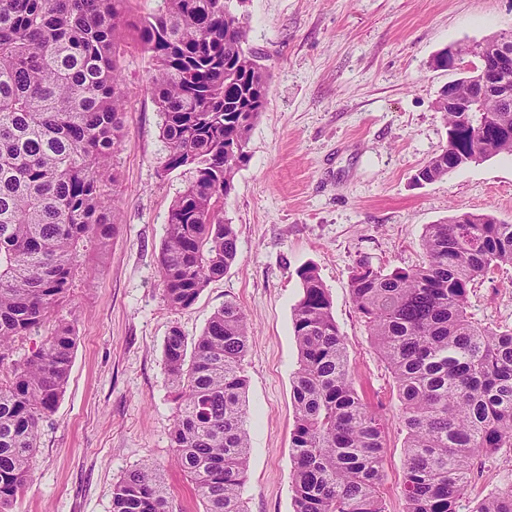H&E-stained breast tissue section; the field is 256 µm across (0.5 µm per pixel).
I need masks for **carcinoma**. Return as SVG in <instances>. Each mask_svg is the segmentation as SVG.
<instances>
[{
	"mask_svg": "<svg viewBox=\"0 0 512 512\" xmlns=\"http://www.w3.org/2000/svg\"><path fill=\"white\" fill-rule=\"evenodd\" d=\"M133 0H0V367L11 343L44 326L69 291L79 247H105L116 227L107 184L123 140L120 59L131 34L148 59L147 90L162 115V171L188 175L172 203L160 252L164 298L190 308L237 257L223 208L248 160L249 133L266 103L269 74L224 0H160L132 16ZM460 97L479 82L452 81ZM448 145L414 175L418 186L462 161L512 156V103L485 98L463 122L443 111ZM424 261L385 272L354 267L356 310L396 384L406 430V512H459L474 460L512 446V328L482 329L467 313L479 277L512 265V224L490 212L428 224ZM293 308L298 368L292 394L294 512H385L380 494L386 426L354 386L331 295L317 269L298 270ZM249 322L224 301L187 351L181 330L164 343L178 389L174 463L204 512H245L249 453L242 362ZM76 334L59 323L0 377V510L31 476L42 419L67 384ZM112 512H174L150 463L112 491ZM471 512H512V487Z\"/></svg>",
	"mask_w": 512,
	"mask_h": 512,
	"instance_id": "1",
	"label": "carcinoma"
}]
</instances>
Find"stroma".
I'll use <instances>...</instances> for the list:
<instances>
[{"mask_svg":"<svg viewBox=\"0 0 512 512\" xmlns=\"http://www.w3.org/2000/svg\"><path fill=\"white\" fill-rule=\"evenodd\" d=\"M239 10L271 80L248 160L224 203L237 259L189 309L167 305L159 256L186 177L161 172L165 147L146 91L148 64L137 47H126V118L112 191L118 225L106 248L87 242L53 310L75 328L72 367L10 512H112L114 485L146 462L164 476L176 512H203L190 479L171 466L177 401L163 346L174 326L194 340L228 299L250 321L244 509L294 512L292 316L302 294L297 271L306 264L329 290L359 395L388 424L386 510L405 512L402 407L353 305L350 278L362 259L387 271L420 264L426 225L451 215L490 212L512 221V156L422 187L412 182L448 143L435 101L457 73L434 67L435 54L512 32V0H244ZM468 312L478 326L512 327V266L475 282ZM507 484L512 447L478 463L460 512Z\"/></svg>","mask_w":512,"mask_h":512,"instance_id":"obj_1","label":"stroma"}]
</instances>
